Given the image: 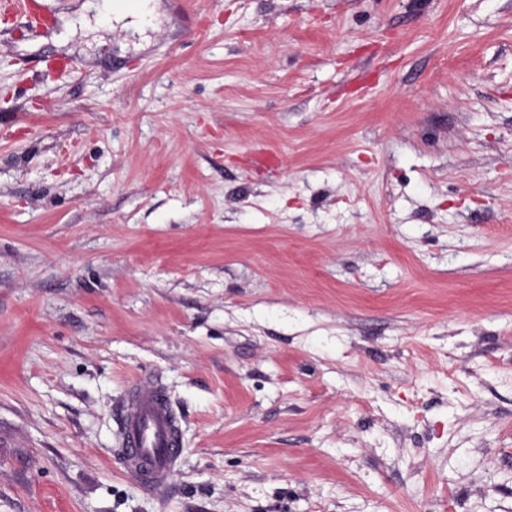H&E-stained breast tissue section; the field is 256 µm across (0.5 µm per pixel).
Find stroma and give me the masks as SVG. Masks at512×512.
<instances>
[{"label":"stroma","instance_id":"35a3bbf8","mask_svg":"<svg viewBox=\"0 0 512 512\" xmlns=\"http://www.w3.org/2000/svg\"><path fill=\"white\" fill-rule=\"evenodd\" d=\"M43 2L0 18V512H512V0ZM33 0H1L0 15H23L29 29L44 28L49 24L50 16ZM178 417L155 383L136 376L121 406V465L126 475L153 491L164 490L182 454Z\"/></svg>","mask_w":512,"mask_h":512}]
</instances>
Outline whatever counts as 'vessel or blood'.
<instances>
[{
  "instance_id": "obj_1",
  "label": "vessel or blood",
  "mask_w": 512,
  "mask_h": 512,
  "mask_svg": "<svg viewBox=\"0 0 512 512\" xmlns=\"http://www.w3.org/2000/svg\"><path fill=\"white\" fill-rule=\"evenodd\" d=\"M0 15L24 16L31 29L50 21L35 0H0ZM177 431L178 417L161 388L135 377L120 411L119 456L126 475L147 489L164 490L182 454Z\"/></svg>"
}]
</instances>
